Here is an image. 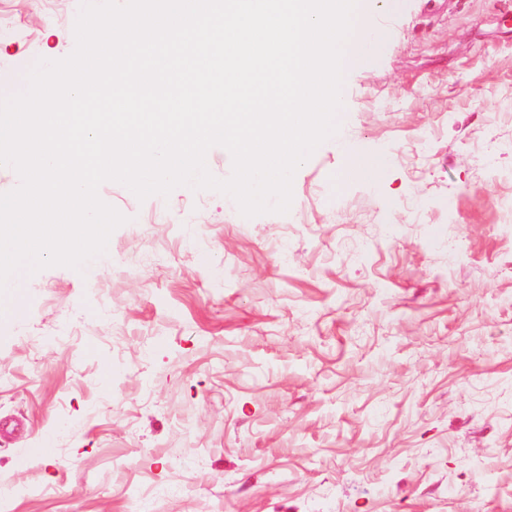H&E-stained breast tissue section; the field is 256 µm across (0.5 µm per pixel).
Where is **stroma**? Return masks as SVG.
Wrapping results in <instances>:
<instances>
[{"label":"stroma","mask_w":512,"mask_h":512,"mask_svg":"<svg viewBox=\"0 0 512 512\" xmlns=\"http://www.w3.org/2000/svg\"><path fill=\"white\" fill-rule=\"evenodd\" d=\"M78 10L0 0V95ZM386 31L343 83L381 181L330 139L285 214L106 182L105 261L25 277L8 512H512V0H399Z\"/></svg>","instance_id":"35a3bbf8"}]
</instances>
